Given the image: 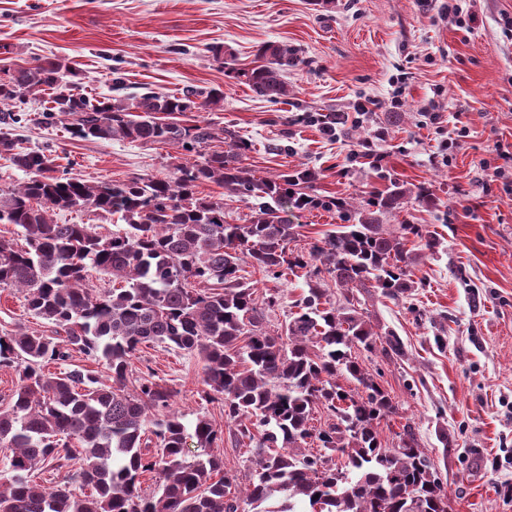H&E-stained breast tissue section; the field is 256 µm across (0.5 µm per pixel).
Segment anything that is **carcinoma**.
<instances>
[{"instance_id": "1", "label": "carcinoma", "mask_w": 512, "mask_h": 512, "mask_svg": "<svg viewBox=\"0 0 512 512\" xmlns=\"http://www.w3.org/2000/svg\"><path fill=\"white\" fill-rule=\"evenodd\" d=\"M257 57L251 69L224 63L225 75L271 101L287 95L283 71L297 63L294 50L267 42ZM76 78L56 59L0 58V156L28 174L0 188V224L18 225L26 241L19 249L0 240V288L24 292L27 309L66 334L0 335V365L18 371L10 401L0 404V462L9 474L0 481V512H300L301 505L309 512H448V493L412 426L404 427L398 447L382 443L377 425L396 407L352 355L355 348L373 351L379 334L352 299L337 306L326 288L330 279L347 291L372 288L388 298L411 291L410 237L431 251L436 243L420 224L383 223L408 202L410 189L391 179L352 209L306 198L296 188L311 187L317 170L256 179L243 165L248 142L209 123L173 119L218 105L217 91L96 100L76 92ZM46 91L49 118L74 138L170 145L187 159L166 179L112 183L59 175L50 156L8 132L18 116L6 108ZM205 183L267 202L247 223L231 224L223 200L196 195ZM289 199L334 207L343 223L309 251H294L297 225L280 216ZM73 208L117 213L125 229L102 236L90 224L54 223V211ZM242 251L272 280L303 272L300 311L276 333L263 322L277 293L257 300L241 275ZM92 271L114 287L90 288ZM144 343L200 357L205 397L223 398L226 420L248 440L253 470L243 489L214 453L222 436L209 420L198 418L187 433L171 390L152 373L128 388L132 357ZM74 350L104 362L109 382L81 368L43 371L49 362L67 364ZM341 378L355 388L345 389ZM320 406L336 422L316 430L310 421ZM311 438L325 454L302 453ZM335 456L343 462H333ZM47 464L67 474L49 487L29 480ZM147 472L158 477L150 496L141 494Z\"/></svg>"}]
</instances>
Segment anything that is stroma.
Here are the masks:
<instances>
[{
    "mask_svg": "<svg viewBox=\"0 0 512 512\" xmlns=\"http://www.w3.org/2000/svg\"><path fill=\"white\" fill-rule=\"evenodd\" d=\"M443 0H0V46L15 62L58 58L80 73L93 97L188 86L224 94L217 107L189 112L251 144L244 166L265 179L311 167L319 179L308 193L327 201L363 204L393 178L411 190L431 189L430 203L408 202L387 216L390 224H420L440 243L430 254L410 239L417 255L409 272L417 286L395 299L359 292L378 333L394 332L403 355L356 350L360 364L386 390L396 411L382 419L383 444L395 448L404 425L431 456L447 490L449 512H512V190L484 183L482 160L496 146L512 152V0H462L472 29L439 18ZM266 42L297 51L283 74L288 94L275 101L228 79L211 49L223 46L235 67L249 69ZM407 78L402 106L393 91ZM375 100L359 124L325 134L312 115L351 114ZM441 108L439 122L427 115ZM45 97L16 104L12 127L24 146L54 158L60 170L87 181L167 178L182 162L179 150L126 140H82L61 125L42 122ZM469 133L436 153L455 128ZM384 129L381 168L356 156L358 136ZM298 225L292 249L309 248L341 218L323 207L285 205ZM257 295L278 294L266 311V330L280 329L296 310L306 285L295 276L274 281L248 273ZM54 335V324L35 318L24 296L0 289V334ZM154 373L173 391V408L193 425L206 417L227 429L224 402L205 400L197 356L163 344L140 345L132 375Z\"/></svg>",
    "mask_w": 512,
    "mask_h": 512,
    "instance_id": "stroma-1",
    "label": "stroma"
}]
</instances>
